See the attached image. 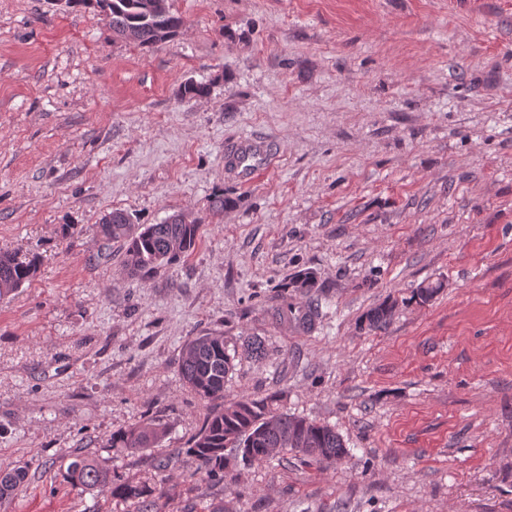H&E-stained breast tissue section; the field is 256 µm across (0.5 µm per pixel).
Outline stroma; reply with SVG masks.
<instances>
[{
    "label": "stroma",
    "mask_w": 512,
    "mask_h": 512,
    "mask_svg": "<svg viewBox=\"0 0 512 512\" xmlns=\"http://www.w3.org/2000/svg\"><path fill=\"white\" fill-rule=\"evenodd\" d=\"M168 4L181 34L143 48L96 9L0 0V252L40 258L0 302V469L28 470L0 512H135L63 482L78 452L164 482L159 512H512V0ZM243 137L278 146L245 185L224 168ZM116 209L200 221L197 244L129 277L96 232ZM301 269L327 299L310 334L276 315ZM207 333L267 350L225 399L280 392L344 461L204 480L186 449L220 404L179 363ZM153 419L157 447H113ZM396 308V301L384 300L371 308L365 314L362 322L369 331L385 329L393 320Z\"/></svg>",
    "instance_id": "obj_1"
}]
</instances>
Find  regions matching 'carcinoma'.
<instances>
[{"label":"carcinoma","instance_id":"1","mask_svg":"<svg viewBox=\"0 0 512 512\" xmlns=\"http://www.w3.org/2000/svg\"><path fill=\"white\" fill-rule=\"evenodd\" d=\"M70 6H93L102 13L112 37L151 47L177 36L182 20L168 5V0L152 7L147 0H69ZM210 88L192 80L183 84L181 94L188 99L208 95ZM100 236L107 240H121L125 244L123 266L128 275L142 277L176 262L191 251L198 239L200 225L185 222L180 214H172L158 224H136L128 213L115 210L104 215L98 224ZM39 261L32 257L20 261L7 253H0V299L32 281L38 272ZM287 287L291 296L303 299L297 306L282 297L277 313L289 316L294 326L310 332L322 315V295L316 275L303 271L291 278ZM445 287L441 280L427 282L411 292L410 300L426 304ZM397 303L384 300L371 308L363 323L370 331L386 328L396 313ZM235 356L228 352L224 337L206 334L189 340L182 352L179 374L196 395L204 400L224 399V382L232 372ZM279 395H242L230 401L231 407L214 411L205 417L186 452L200 465L205 480L224 482L230 474L237 476L254 464L272 456H292L311 466L334 462L348 454L345 442L334 428L304 417L278 410ZM163 424L149 421L119 430L112 434V447L131 453L152 448L165 435ZM27 472L21 468L0 471V498L14 492L25 481ZM65 483L81 491L100 487L112 490V497L130 501L137 512H157V500L164 490L123 477L95 459L83 454L73 455L65 472Z\"/></svg>","mask_w":512,"mask_h":512}]
</instances>
